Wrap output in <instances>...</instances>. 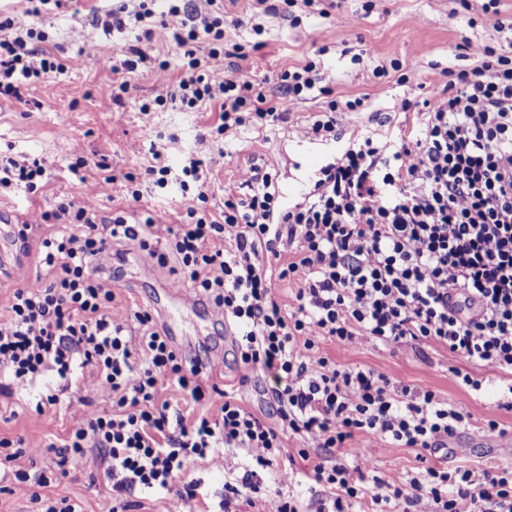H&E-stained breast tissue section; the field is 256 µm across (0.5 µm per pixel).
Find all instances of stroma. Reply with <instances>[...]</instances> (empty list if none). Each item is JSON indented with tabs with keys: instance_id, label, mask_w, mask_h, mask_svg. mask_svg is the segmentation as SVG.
I'll use <instances>...</instances> for the list:
<instances>
[{
	"instance_id": "obj_1",
	"label": "stroma",
	"mask_w": 512,
	"mask_h": 512,
	"mask_svg": "<svg viewBox=\"0 0 512 512\" xmlns=\"http://www.w3.org/2000/svg\"><path fill=\"white\" fill-rule=\"evenodd\" d=\"M482 4L483 0H321L320 9L314 10L298 2L290 8L288 18L266 27L262 34L248 27L234 31L233 39L248 50L247 58L236 63L240 73L260 81L310 61L326 74L329 93L290 105L284 122L263 130L243 131L230 145L229 157L216 161L223 178H244L250 167L261 166L276 175L281 195H288L302 174L305 154L313 141L309 126L332 98L343 102L360 97L364 108L337 114L338 136L321 148L325 163H334L348 147L347 132L356 130L383 141L393 140L415 120L413 112L403 111L404 101L423 100L429 89L445 83V70L468 71L475 66L472 52L461 47L463 40L512 41V30L501 31L494 24L495 18H512V0H500L495 15L484 13ZM113 5V0H88L80 15H73L65 6L50 9L38 19V26L49 35L48 49L62 58H79L80 64L22 88L20 98L0 97V150L9 151L18 160L39 158L49 173L34 191L22 190L0 198V208L22 218L51 208L63 197L82 200L98 182L101 172L97 163L102 160L114 173L138 174L140 191V199L134 203L121 184H114L97 200L102 218L109 221L122 215L131 221L147 211L162 223L175 222L182 207L178 195L154 187L143 175L151 163L148 149L158 137L168 138L166 162L171 168H179L185 152L196 147L199 133L215 121L219 109L212 106L185 112L173 107L150 119L141 114L142 103L153 100L180 75V50L172 43L159 47L171 63L169 71L161 74L153 66H139L131 76L134 91L121 105L109 106L112 88L124 74L122 62L127 48L142 35L136 26L117 32L99 24V17ZM75 26L82 29V38L72 37ZM364 49L377 59H398L400 69L374 77L371 66L359 58ZM72 150L88 161L78 176L68 168V153ZM93 270L112 285L116 293L114 310L120 314L136 305L152 307L172 280L169 267L126 241L114 243L110 253L98 257ZM210 309L203 297L194 306L169 302L164 322L177 338L183 339V354L200 358L205 364L206 385L235 391L244 406L263 422L278 425L276 410L265 393L271 379L243 368L232 336L210 316ZM321 345L337 365L375 369L402 384L433 391L441 400L469 414L465 428L448 441L449 464L489 467L512 460V447L501 445L503 435L512 433V411L498 406L497 388L504 379L498 370L465 365V372L491 383L476 397L452 381L448 370L457 361L436 344L425 345L421 357L370 343L344 349L325 339ZM54 391L59 392L58 382L47 376L33 391L0 395V435L47 446L61 441L87 409L101 413L112 409L111 401L104 399L84 404L81 392L70 390L59 392L56 407L37 411L41 395ZM492 421L497 422V429H489ZM284 444L286 453L264 471L261 490L271 496L291 495L302 506H310L322 496L323 489L303 476L283 480V473L290 468L289 458L302 442L288 436ZM359 448L371 460L364 471L368 486L377 477L409 479L424 465L435 462L423 449L400 447L380 439L368 442L359 434L349 441L344 453L351 458ZM251 467L245 451L229 450L218 463L194 459L188 476L200 481L209 504L215 506L224 496L225 485L236 483ZM66 469V476L41 488V496L69 499L83 512H108L112 490L97 453L69 460Z\"/></svg>"
}]
</instances>
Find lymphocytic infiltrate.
Returning <instances> with one entry per match:
<instances>
[{"label":"lymphocytic infiltrate","mask_w":512,"mask_h":512,"mask_svg":"<svg viewBox=\"0 0 512 512\" xmlns=\"http://www.w3.org/2000/svg\"><path fill=\"white\" fill-rule=\"evenodd\" d=\"M50 2L26 0L22 15L0 20V96L18 97L20 84L78 65L47 52V33L34 27ZM244 21L225 19L224 0H120L107 11L113 29L146 26L145 45L127 51V77L112 104L132 93L129 76L152 60L151 44L173 42L183 49L180 77L143 103L142 114L215 104L219 117L180 171L149 148L145 172L154 185L180 190L179 223L150 213L133 224L121 216L101 222L95 199L115 182L103 162L84 200L64 198L31 214L52 230L39 243L35 280L13 289L0 318V393L31 391L50 374L87 399H110L111 411L87 412L55 444L56 456L64 464L97 450L113 491L172 493L171 512H210L197 483L179 478L191 459L218 462L228 448L245 449L255 467L225 485L219 506L255 507L258 471L281 455L286 433L304 443L297 454L306 477L329 491L315 512H353L365 498L396 512L421 503L426 512H512L511 464L427 466L406 483L358 485L368 457L335 454L354 434L436 453L467 417L432 391L336 366L316 342L375 341L416 354L432 342L458 359L455 382L477 393L482 380L460 363L512 375V43H473L476 66L429 90L416 129L385 143L356 135L306 200L285 204L271 172L255 167L225 185L223 206L212 208L219 172L206 164V149L284 118L264 83L224 66L242 55L226 30ZM276 80L281 98L294 101L319 91L325 77L308 62ZM46 177L40 159L0 157V194L34 190ZM158 239L168 246L158 262L178 264L173 287L187 283L206 295L218 319L236 327L241 362L274 379L278 426L229 395L210 415L200 360L183 356L148 310L114 316L112 288L93 273V260L116 241L146 250ZM278 281L294 286L292 309L276 300Z\"/></svg>","instance_id":"obj_1"}]
</instances>
